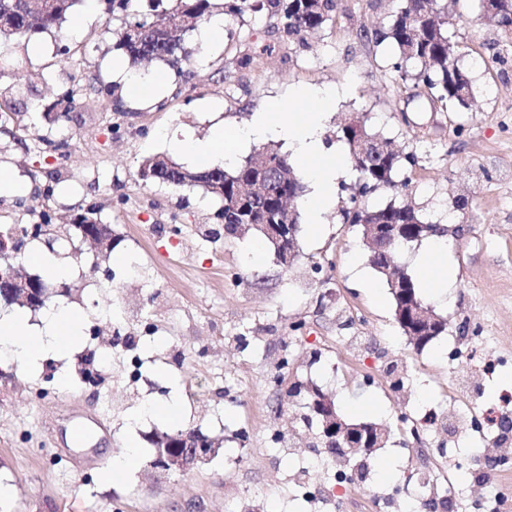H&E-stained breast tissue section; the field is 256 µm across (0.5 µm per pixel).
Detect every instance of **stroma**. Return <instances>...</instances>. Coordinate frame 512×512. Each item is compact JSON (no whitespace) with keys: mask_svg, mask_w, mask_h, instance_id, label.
I'll use <instances>...</instances> for the list:
<instances>
[{"mask_svg":"<svg viewBox=\"0 0 512 512\" xmlns=\"http://www.w3.org/2000/svg\"><path fill=\"white\" fill-rule=\"evenodd\" d=\"M336 3L331 20L302 42L288 41L263 13L225 20L216 44L196 31L202 53L148 103L126 101L112 77L119 54L107 0H80L74 13L83 25L42 35L41 53L24 38L0 52V87L21 114L0 124V168L29 187L0 195V224H68L90 211L111 225L117 253L134 257L128 266L103 260L94 275L95 251L77 233L54 245L72 275L67 294L45 307H74L85 337L34 367L0 362L7 512H329L338 492L322 467L328 453L319 428L304 424L309 410L296 385L318 387L346 421L383 424L388 438L368 474L338 493L347 512H370L374 492L415 500L444 468L435 457L417 459L403 416L420 426L426 414H443L457 386L499 411L500 391L512 390V33L484 17L480 0H443L474 91L468 107L448 112L423 87H400L390 49L375 42L394 0ZM248 55L253 63L242 65ZM299 85L338 93L327 147L348 153L337 131L358 116L400 153L417 155L408 186L371 195L369 206L409 203L426 221L466 229L446 238L448 297L422 294L449 321L425 348L403 334L358 226L340 223L337 211L320 235L301 236L287 270L270 250L252 263L254 236H226L219 201L202 190L138 177L144 159L171 156L174 134L208 136L209 105L243 127L274 102L306 111L289 96ZM460 198L468 209L453 210ZM491 356L499 366L488 378L482 367ZM174 400L179 420L142 412ZM353 402L363 411L352 412ZM88 418L102 426L75 446L70 429ZM158 430H197L220 448L198 469L162 474L149 466ZM275 431L285 446L273 443ZM131 444L136 467L109 481L113 458ZM473 446L465 439L458 450L449 493L456 512L493 492L470 471Z\"/></svg>","mask_w":512,"mask_h":512,"instance_id":"stroma-1","label":"stroma"}]
</instances>
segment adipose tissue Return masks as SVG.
<instances>
[{
    "mask_svg": "<svg viewBox=\"0 0 512 512\" xmlns=\"http://www.w3.org/2000/svg\"><path fill=\"white\" fill-rule=\"evenodd\" d=\"M292 96L310 103L311 111L288 113L272 105L256 113L248 126L231 127L218 121L207 139L195 138L186 130L172 138L171 146L190 161L199 162L232 156L248 141L268 137L288 141L313 183L306 206V225L309 233L315 235L320 233L334 204L336 183L344 167L341 157L326 153L322 141L336 92L327 87L302 86L294 89ZM81 327V316L66 308L37 323L31 322L24 312H12L0 317V358L24 367L38 364L50 353L68 354L79 343Z\"/></svg>",
    "mask_w": 512,
    "mask_h": 512,
    "instance_id": "1",
    "label": "adipose tissue"
}]
</instances>
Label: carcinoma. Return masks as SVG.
Segmentation results:
<instances>
[{
  "label": "carcinoma",
  "mask_w": 512,
  "mask_h": 512,
  "mask_svg": "<svg viewBox=\"0 0 512 512\" xmlns=\"http://www.w3.org/2000/svg\"><path fill=\"white\" fill-rule=\"evenodd\" d=\"M79 0H59L51 9H39L32 0H0V46L15 39L41 33L61 32L63 23ZM212 0H172V6L160 15L140 10L138 0H118L120 25L114 30V48L122 51L129 66L156 65L176 74L193 62L201 52L192 35L211 16ZM488 17L501 28L512 29V0H482ZM224 15L235 20L248 12H265L282 21L283 33L303 40L320 30L336 10L335 0H223ZM390 42L395 50L394 68L406 79L409 69L445 107L452 112L468 106L473 98L471 78L452 59L448 15L439 8V0H396L392 20L380 33V42ZM349 146L350 161L359 175V191L349 196L342 208L345 224H358V213L374 224H421L419 213L409 204L391 201L383 207H361L359 198L379 189L407 186L410 179H398L401 161L413 166L415 155L400 156L390 139L368 128H340ZM143 166L157 174L156 181L173 187L192 186L219 199L224 208L218 214L224 231L235 237L238 226L243 234L259 232V224L288 223V194L300 198L303 185L288 155L265 148L232 169L211 167L187 170L167 157L145 160ZM224 180V196L216 194L214 182Z\"/></svg>",
  "instance_id": "cac0c4a2"
}]
</instances>
